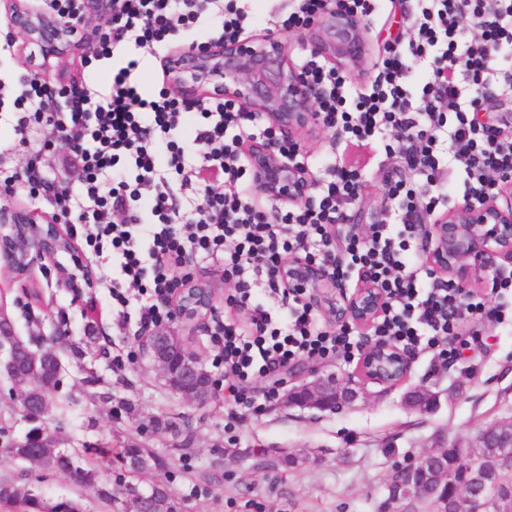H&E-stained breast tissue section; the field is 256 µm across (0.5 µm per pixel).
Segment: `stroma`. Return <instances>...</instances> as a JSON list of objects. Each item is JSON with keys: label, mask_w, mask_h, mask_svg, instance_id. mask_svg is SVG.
I'll return each mask as SVG.
<instances>
[{"label": "stroma", "mask_w": 512, "mask_h": 512, "mask_svg": "<svg viewBox=\"0 0 512 512\" xmlns=\"http://www.w3.org/2000/svg\"><path fill=\"white\" fill-rule=\"evenodd\" d=\"M402 27L398 11L370 24L374 52L356 82L370 84L386 40ZM302 151L313 158L335 157L337 164L363 172L355 211L370 216L391 208L382 179L383 155L344 148L321 126L304 140ZM30 162L48 180L80 189L82 164L71 147L48 141L43 127H31L21 137L9 122H1L0 165L22 168ZM97 271L100 286L77 301L58 287L53 262L33 266L22 282L0 269V294L17 336L47 338L65 331L70 341L84 346V359H70L57 391L60 402L78 408V418L62 425L50 415L41 425L60 428L69 447L80 448L136 438L138 424L154 417L190 416L192 437L185 449L171 450L156 436L145 439L166 466L140 480L144 486L156 477L168 480L184 512H380L396 464L436 448L468 447L487 425L512 422V325L507 323L461 324V358L445 361L433 352L415 351L409 378L395 386L363 380L355 358H298L286 369L246 382L257 409L242 418L228 417L220 395L203 406L186 402L163 384L143 354L136 321H122L113 312L105 286L111 264ZM28 287L33 290L29 296L24 293ZM91 330L96 338L90 343L86 334ZM85 363L111 384V400L93 398L94 387L85 383L81 370ZM312 368L352 385L359 400L334 412L285 405L287 390L308 380ZM416 389L436 393V407L422 411L410 406L407 395ZM17 393V384L0 374V476L20 472L21 463L5 448L31 428L11 411ZM254 448L286 449L295 463L255 467Z\"/></svg>", "instance_id": "1"}]
</instances>
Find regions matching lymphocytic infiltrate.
Instances as JSON below:
<instances>
[{"mask_svg": "<svg viewBox=\"0 0 512 512\" xmlns=\"http://www.w3.org/2000/svg\"><path fill=\"white\" fill-rule=\"evenodd\" d=\"M415 2L411 39L385 45L370 85H356L315 53L298 61L319 93L321 122L337 140L381 143L393 161L384 185L394 206L367 232L351 224L348 211L363 186L360 170L327 162L329 178L307 205L265 212L243 194L251 171L240 144L267 140L286 157L298 156V148L233 100L211 97L195 106L162 91L143 94L133 80L140 56H165L204 19L215 21L216 40L235 37L251 19L239 0H112L92 57L124 50L131 57L106 88L90 70L68 88L54 92L27 79L0 98V107L13 104L17 135L43 125L80 155L81 190L53 185L32 163L0 168V187L28 182L85 230L93 257L111 252L110 295L124 307L143 295L141 325L171 321L172 311L156 300L173 288L177 269L199 261L221 266L235 286L227 302L244 318L213 311L210 332L243 413L254 408L242 387L252 370L298 357L348 360L367 344L351 325L326 326L303 293L281 296L277 269L288 255L323 265L339 280L367 272L388 298L372 332L405 350L449 344L466 321L502 323L512 271L493 274L495 305L482 297L467 303L462 289L421 261L420 248L425 216L450 204L453 191L443 183L449 168L462 173L466 201L482 202L512 181V136L478 118L490 88L512 93V0ZM188 143L203 149L194 167ZM207 171L222 176L223 190L192 189ZM266 294L280 295L278 310L266 307Z\"/></svg>", "mask_w": 512, "mask_h": 512, "instance_id": "1", "label": "lymphocytic infiltrate"}]
</instances>
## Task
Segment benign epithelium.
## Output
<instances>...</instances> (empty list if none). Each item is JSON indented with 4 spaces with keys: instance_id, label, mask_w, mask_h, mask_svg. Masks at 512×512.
Returning <instances> with one entry per match:
<instances>
[{
    "instance_id": "7a95c632",
    "label": "benign epithelium",
    "mask_w": 512,
    "mask_h": 512,
    "mask_svg": "<svg viewBox=\"0 0 512 512\" xmlns=\"http://www.w3.org/2000/svg\"><path fill=\"white\" fill-rule=\"evenodd\" d=\"M12 27L21 38L19 51L29 46L41 49V63L32 76L55 75L62 83V64L87 54L92 45L95 20L112 16V0H83V14L62 17L31 6L26 0H0ZM307 34L313 51L331 67L349 72L363 69L372 52L364 19L339 6L310 22ZM286 36L239 39L224 44L174 48L166 60L173 92L182 98L201 100L216 93L256 112L274 130L293 140L310 131L316 120V90L292 61ZM253 171L252 193L257 198L278 199L290 206H303L312 198L315 182L309 169L283 157L266 141H251L246 148ZM424 260L456 286L466 288L481 271L484 260L494 256L512 265V185L500 195L479 204L465 202L426 225ZM77 249L75 236L57 220L27 208L0 206V262L16 274L25 275L35 264ZM58 283L81 298L96 286L94 269L76 262L57 265ZM282 287L303 288L324 317L335 324L349 322L369 328L381 315L385 297L370 282L351 293L336 292L335 282L324 266L298 257L285 259L278 268ZM218 288L210 280L193 276L177 278L173 305L175 319L191 337L215 306ZM170 325L161 324L145 334L141 346L155 354L157 337L168 335ZM410 359L393 344L375 342L363 353L360 373L368 381L398 385L409 377ZM359 393L333 377H316L289 390L290 406L332 412L355 401ZM424 456L393 468L381 512H411L408 505L429 501L435 512L448 510V485L424 486L416 472Z\"/></svg>"
}]
</instances>
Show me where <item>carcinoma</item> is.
Segmentation results:
<instances>
[{
	"instance_id": "obj_1",
	"label": "carcinoma",
	"mask_w": 512,
	"mask_h": 512,
	"mask_svg": "<svg viewBox=\"0 0 512 512\" xmlns=\"http://www.w3.org/2000/svg\"><path fill=\"white\" fill-rule=\"evenodd\" d=\"M183 345L181 336L160 337L159 347L168 358H174ZM73 348L67 340L56 337L45 344L32 339H19L8 347L14 363L17 381L27 384L20 404L25 409L23 417L35 422L49 414L56 406V388L61 380L62 355ZM208 372L201 360L186 369L184 378L176 382L179 390H203ZM157 435L177 437L185 432L183 417L176 414L152 419ZM509 435L502 433V426L495 424L483 429L482 438L467 448H450L441 457L430 460L422 478L435 482L447 476V481L458 480L452 471V463L458 457H466L468 485L474 497L473 508L485 512V501L491 500L490 512H512V459L506 447ZM58 432L42 427L31 428L23 438L11 442L7 453L24 464L23 471L70 474L106 503L117 501L112 490L98 484L97 470L93 467L96 456H106L116 461L119 469L121 494L127 496L123 507L127 512H182L181 501L163 482L142 490L140 476L164 466L163 460L148 448L133 441L101 448H64ZM0 502L12 504L22 512H84L83 498L49 499L23 484L20 477L0 478Z\"/></svg>"
}]
</instances>
